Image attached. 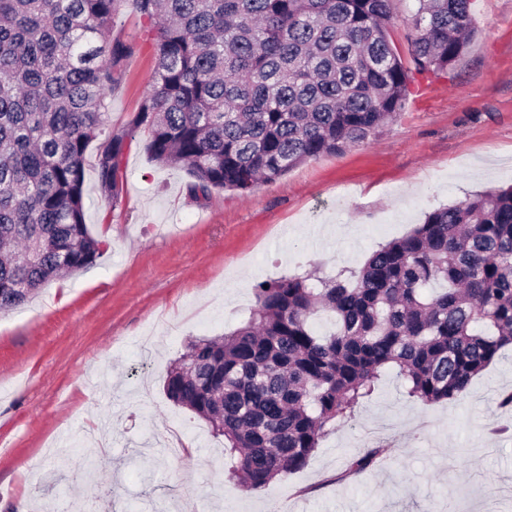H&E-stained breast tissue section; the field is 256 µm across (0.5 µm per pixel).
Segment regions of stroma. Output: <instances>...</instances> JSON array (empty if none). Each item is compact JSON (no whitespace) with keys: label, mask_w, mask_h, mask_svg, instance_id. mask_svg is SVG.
Here are the masks:
<instances>
[{"label":"stroma","mask_w":512,"mask_h":512,"mask_svg":"<svg viewBox=\"0 0 512 512\" xmlns=\"http://www.w3.org/2000/svg\"><path fill=\"white\" fill-rule=\"evenodd\" d=\"M478 31L448 74L417 78L368 143L299 165L251 196L197 201L180 167L124 159L112 203L85 169V218L108 243L88 269L0 312V512H512V348L469 394L425 405L388 373L308 466L259 490L228 475L223 438L163 391L195 337L245 320L253 288L358 267L426 212L512 185V0H473ZM113 35L135 45L108 98L126 129L152 85L155 47L132 6ZM112 464L85 476L88 435ZM384 460L342 479L365 446Z\"/></svg>","instance_id":"1"}]
</instances>
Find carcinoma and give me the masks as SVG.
Segmentation results:
<instances>
[{
  "label": "carcinoma",
  "instance_id": "carcinoma-1",
  "mask_svg": "<svg viewBox=\"0 0 512 512\" xmlns=\"http://www.w3.org/2000/svg\"><path fill=\"white\" fill-rule=\"evenodd\" d=\"M414 68L391 41V0H0V312L92 265L85 156L117 202L136 137L188 171L189 195L241 196L395 122L418 75L448 72L477 30L471 0H416ZM133 5L156 50L129 128L106 98L134 45L112 37ZM249 318L189 340L164 391L234 454L248 490L302 470L388 370L423 403L455 401L512 345V186L425 213L358 269L259 283ZM353 456L340 479L378 463Z\"/></svg>",
  "mask_w": 512,
  "mask_h": 512
}]
</instances>
